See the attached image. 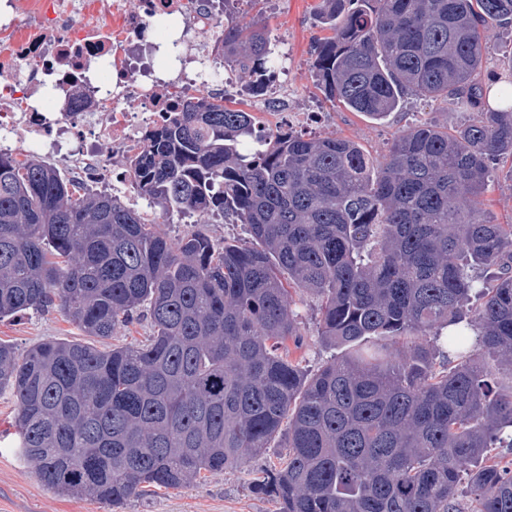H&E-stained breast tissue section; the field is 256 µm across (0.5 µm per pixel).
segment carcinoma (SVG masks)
I'll list each match as a JSON object with an SVG mask.
<instances>
[{
  "label": "carcinoma",
  "instance_id": "obj_1",
  "mask_svg": "<svg viewBox=\"0 0 512 512\" xmlns=\"http://www.w3.org/2000/svg\"><path fill=\"white\" fill-rule=\"evenodd\" d=\"M313 73L326 96L381 119L407 95L462 104L458 131L402 132L383 161L356 141L255 134V116L191 97L130 165L170 220L230 219L249 240L172 245L145 212L38 159L0 154V319L60 311L87 336L144 318L133 348L0 343L17 448L55 492L119 507L269 448L253 481L278 512H512V224L481 219L491 164L512 158V92L489 108L486 34L512 0H320ZM224 66L251 83L265 25L224 18ZM349 356L309 375L292 293ZM411 340L404 350L396 348Z\"/></svg>",
  "mask_w": 512,
  "mask_h": 512
}]
</instances>
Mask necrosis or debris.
Returning a JSON list of instances; mask_svg holds the SVG:
<instances>
[{"instance_id": "obj_1", "label": "necrosis or debris", "mask_w": 512, "mask_h": 512, "mask_svg": "<svg viewBox=\"0 0 512 512\" xmlns=\"http://www.w3.org/2000/svg\"><path fill=\"white\" fill-rule=\"evenodd\" d=\"M221 0H0V152L124 185L185 96H244L215 57Z\"/></svg>"}]
</instances>
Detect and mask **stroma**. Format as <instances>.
<instances>
[{
	"instance_id": "stroma-1",
	"label": "stroma",
	"mask_w": 512,
	"mask_h": 512,
	"mask_svg": "<svg viewBox=\"0 0 512 512\" xmlns=\"http://www.w3.org/2000/svg\"><path fill=\"white\" fill-rule=\"evenodd\" d=\"M317 3L318 0H243L239 7L241 18L264 23L276 53L288 68L289 111L322 113L323 122L313 127V134L351 138L372 156L380 157L402 130L424 123L457 129L473 119L472 111L458 105L414 96L381 120L328 100L313 74L311 44L323 34L316 15ZM488 197L487 218L498 224H512V164H498ZM296 310L302 342L300 347L291 348V359L314 372L341 357L342 349L327 347L321 341L317 300L304 297ZM48 339L83 343L87 337L58 311H29L0 320V343L24 350ZM15 412L13 395L1 391L0 512H278L272 500L255 494L251 488L256 472L278 464L282 455L278 448L251 458L243 468L207 474L200 483L187 488H146L117 509L90 498L61 496L43 486L17 454L7 434Z\"/></svg>"
}]
</instances>
